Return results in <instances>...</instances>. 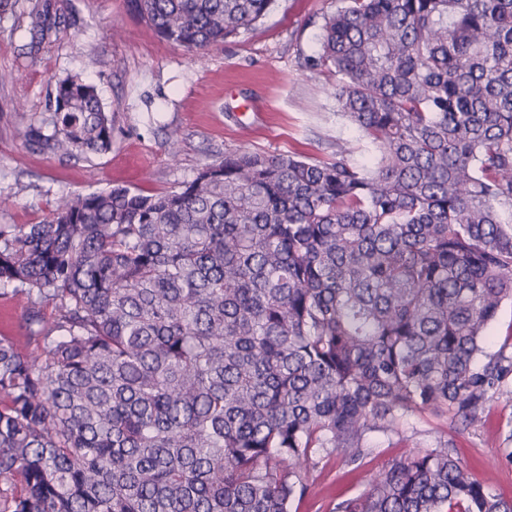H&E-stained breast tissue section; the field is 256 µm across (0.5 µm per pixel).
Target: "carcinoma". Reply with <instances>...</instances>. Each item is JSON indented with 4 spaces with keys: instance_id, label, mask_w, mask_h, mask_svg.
<instances>
[{
    "instance_id": "obj_1",
    "label": "carcinoma",
    "mask_w": 512,
    "mask_h": 512,
    "mask_svg": "<svg viewBox=\"0 0 512 512\" xmlns=\"http://www.w3.org/2000/svg\"><path fill=\"white\" fill-rule=\"evenodd\" d=\"M271 2L132 6L199 53ZM309 68L367 163L237 149L175 191L63 193L0 225L26 332L0 339V512H290L331 457L361 467L416 412L471 424L512 374L484 351L512 300V0H340ZM22 137L81 158L112 149V117L68 77ZM333 512L512 498L445 443Z\"/></svg>"
}]
</instances>
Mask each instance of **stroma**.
<instances>
[{
  "label": "stroma",
  "instance_id": "obj_1",
  "mask_svg": "<svg viewBox=\"0 0 512 512\" xmlns=\"http://www.w3.org/2000/svg\"><path fill=\"white\" fill-rule=\"evenodd\" d=\"M18 0L0 22V224L45 219L60 194L124 186L145 195L177 190L198 169L247 148L265 154L332 157L349 148L367 163L361 132L336 111L324 76L305 67L319 48L322 24L338 0H272L266 16L195 60L184 47L152 35L129 0H70L66 18L40 39ZM94 84L114 128L109 152L79 160L30 149L23 129L50 111L56 80ZM449 442L471 477L512 498V375L482 418L450 428L427 413L393 434H375L362 468L325 461L290 512H332L361 493L370 474L398 455Z\"/></svg>",
  "mask_w": 512,
  "mask_h": 512
}]
</instances>
